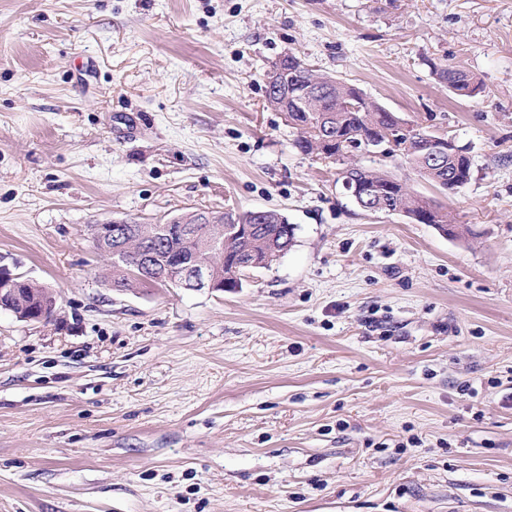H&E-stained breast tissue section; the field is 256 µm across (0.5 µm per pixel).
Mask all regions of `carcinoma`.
I'll use <instances>...</instances> for the list:
<instances>
[{
	"mask_svg": "<svg viewBox=\"0 0 512 512\" xmlns=\"http://www.w3.org/2000/svg\"><path fill=\"white\" fill-rule=\"evenodd\" d=\"M276 67L280 70L281 85H266V107L284 115L285 121L299 131L295 141L297 148L305 154H312L318 140V132L330 124L341 141L334 146L330 157L339 164H344L346 155L372 140L384 137L385 132L397 125L400 117L383 108L374 100H363L359 112H334L336 100L353 96L358 92L356 86L333 75L319 73L306 67V62L296 54L278 58ZM312 84L326 90L323 95L310 94L307 107L293 108V102H284V91L301 90ZM424 180L445 192L454 190V183L447 178V171L453 169L463 178L471 177L472 163L464 150L459 148L448 156L445 169L432 166L428 162L420 144L416 141L403 140L393 149ZM358 179L369 184L375 193L395 196V204L409 215L418 218L421 224H432L442 233L457 237L456 225L451 223L448 212L433 211V200L415 193L403 180L386 172L362 169ZM219 225L224 228L223 249L200 251L199 241H191L173 235L150 247L153 254L150 263L143 266L142 277H131L127 273L130 260L111 257L112 281L124 288L146 285L161 276L169 277L171 284L179 281L177 263H189L199 253L206 255L213 273L219 283L228 290L243 287L239 277L241 265L253 263L258 268H270L274 261L285 255L295 245L296 227L277 210H265L257 215L253 211L242 213L224 212L214 214L205 211L182 213L169 220L171 224ZM246 225L249 231L243 234L233 233V228ZM19 293L29 309H41L47 290L30 281L20 285Z\"/></svg>",
	"mask_w": 512,
	"mask_h": 512,
	"instance_id": "1",
	"label": "carcinoma"
}]
</instances>
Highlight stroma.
Wrapping results in <instances>:
<instances>
[{
    "mask_svg": "<svg viewBox=\"0 0 512 512\" xmlns=\"http://www.w3.org/2000/svg\"><path fill=\"white\" fill-rule=\"evenodd\" d=\"M472 162L461 237L359 209L265 106L284 53ZM479 77L461 99L433 65ZM274 209L242 288H110L92 224ZM0 512H512V0H0ZM21 277H24V275L13 271L6 265H0V308L11 311L21 320L36 323L47 321L53 315L54 306H45L41 309L47 290L32 281L20 285L19 293L26 303V308L34 310H31L23 318L20 317V313L14 312L13 301L18 297V292L16 288L12 287L15 280Z\"/></svg>",
    "mask_w": 512,
    "mask_h": 512,
    "instance_id": "35a3bbf8",
    "label": "stroma"
}]
</instances>
